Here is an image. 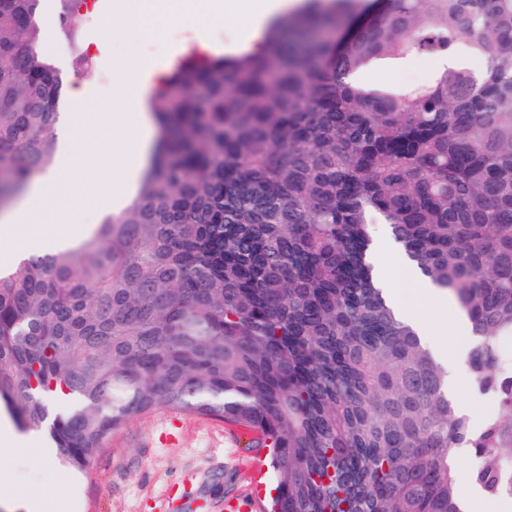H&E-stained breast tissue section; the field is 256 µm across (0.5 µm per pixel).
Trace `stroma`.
Listing matches in <instances>:
<instances>
[{
    "label": "stroma",
    "mask_w": 512,
    "mask_h": 512,
    "mask_svg": "<svg viewBox=\"0 0 512 512\" xmlns=\"http://www.w3.org/2000/svg\"><path fill=\"white\" fill-rule=\"evenodd\" d=\"M95 2L85 20L83 44L95 55L96 69L84 82L90 97L104 102L109 112L121 111L122 106L113 102L107 77L131 62L147 60L166 73L187 49L199 44L217 54L239 52L237 26L231 19L212 21L203 41L188 23L145 28L130 38L120 19L107 27L101 23L113 0ZM58 9V0H42L44 50L71 83L76 79L72 43L57 23ZM435 66V60L418 56L398 66L370 70L363 79L369 84H422L431 79ZM67 189L82 198V205L60 210L53 201H46L28 218V225L41 222L60 230L76 225L89 233L98 225L96 212L118 210L132 198L126 191L105 202L78 179L70 181ZM386 244L381 260L389 288L402 306L419 305V296L404 278L398 245ZM457 383V397L467 406L472 426H482L496 411L494 395L477 393L465 360L457 367ZM249 442L248 434L222 421L159 407L130 418L113 435L110 452L84 471L47 467L24 444L0 453V466L10 470L21 492L56 500L60 512H224L225 502L231 499L249 504L250 512H260L273 479L265 449L250 447Z\"/></svg>",
    "instance_id": "obj_1"
}]
</instances>
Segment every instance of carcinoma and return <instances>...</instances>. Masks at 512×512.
I'll use <instances>...</instances> for the list:
<instances>
[{
    "mask_svg": "<svg viewBox=\"0 0 512 512\" xmlns=\"http://www.w3.org/2000/svg\"><path fill=\"white\" fill-rule=\"evenodd\" d=\"M60 4L87 74V3ZM40 7L0 0V208L57 161ZM415 56L439 63L425 84L361 80ZM152 109L135 198L0 272L18 425L73 471L159 406L243 427L276 478L266 512H461L463 445L483 497L512 501V0H306L253 53L194 51ZM374 224L466 313L497 400L480 433L376 286Z\"/></svg>",
    "mask_w": 512,
    "mask_h": 512,
    "instance_id": "carcinoma-1",
    "label": "carcinoma"
}]
</instances>
